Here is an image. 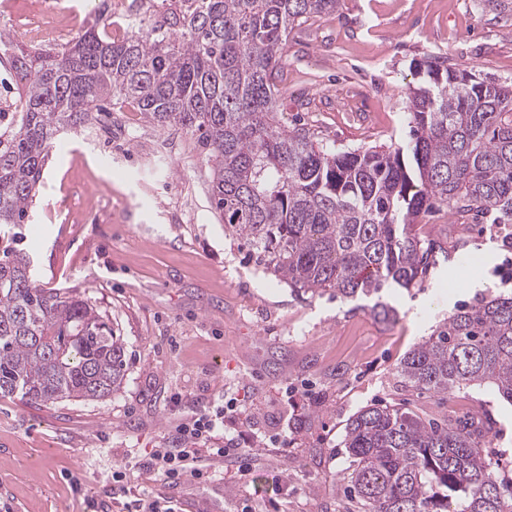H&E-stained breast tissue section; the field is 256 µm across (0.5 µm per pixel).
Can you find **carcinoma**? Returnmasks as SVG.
Listing matches in <instances>:
<instances>
[{"instance_id":"obj_1","label":"carcinoma","mask_w":512,"mask_h":512,"mask_svg":"<svg viewBox=\"0 0 512 512\" xmlns=\"http://www.w3.org/2000/svg\"><path fill=\"white\" fill-rule=\"evenodd\" d=\"M99 0L72 42L27 49L0 29L20 108L0 112V397L98 401L122 387L123 339L91 300L42 288L16 228L59 133L100 103L133 102L147 121L198 138L211 205L257 263L312 296L373 298L425 273L415 226L439 207L459 224H512V81L431 56L406 92L403 146L339 150L278 119L293 31L341 0H131L146 26L110 31ZM405 382L448 395L491 385L512 405V296L461 307L407 351ZM480 420L426 421L371 404L346 423L343 481L357 512H512V486L482 453Z\"/></svg>"}]
</instances>
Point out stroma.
I'll return each instance as SVG.
<instances>
[{
    "label": "stroma",
    "instance_id": "1",
    "mask_svg": "<svg viewBox=\"0 0 512 512\" xmlns=\"http://www.w3.org/2000/svg\"><path fill=\"white\" fill-rule=\"evenodd\" d=\"M512 79V0H343L288 43L278 117L341 149L403 143L417 65ZM197 139L135 112L60 135L21 232L44 288L91 298L123 337L126 376L99 401L30 404L0 397V512H134L142 495L177 512H338L345 424L388 404L429 417L474 413L493 426L487 455L512 482V406L488 386L449 397L417 390L400 358L461 305L512 295L497 270L512 232L421 228L448 261L415 287L386 292L396 314L295 292L257 266L210 203ZM234 401L214 448L246 434L239 479L222 458L215 481L170 483L143 467L214 401ZM122 471V482L112 480Z\"/></svg>",
    "mask_w": 512,
    "mask_h": 512
}]
</instances>
